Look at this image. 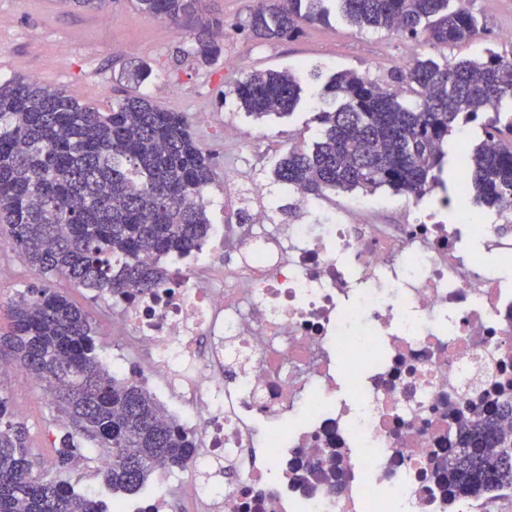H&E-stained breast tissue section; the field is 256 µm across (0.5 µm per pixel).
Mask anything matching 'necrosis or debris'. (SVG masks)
I'll return each mask as SVG.
<instances>
[{
    "label": "necrosis or debris",
    "mask_w": 512,
    "mask_h": 512,
    "mask_svg": "<svg viewBox=\"0 0 512 512\" xmlns=\"http://www.w3.org/2000/svg\"><path fill=\"white\" fill-rule=\"evenodd\" d=\"M224 197L247 221L212 225L223 264L112 307L195 436L183 512H486L502 489L429 473L466 404L512 386V239L421 197L401 224L360 196L345 217L300 196V222L272 224L232 167Z\"/></svg>",
    "instance_id": "necrosis-or-debris-1"
}]
</instances>
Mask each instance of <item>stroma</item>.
Here are the masks:
<instances>
[{
	"instance_id": "1",
	"label": "stroma",
	"mask_w": 512,
	"mask_h": 512,
	"mask_svg": "<svg viewBox=\"0 0 512 512\" xmlns=\"http://www.w3.org/2000/svg\"><path fill=\"white\" fill-rule=\"evenodd\" d=\"M133 2L112 0L105 10L82 11L69 0H0V81L34 77L103 111L125 96L143 95L161 110L184 113L215 166V180L204 190L208 215L215 224L224 221L223 172L228 165L240 166L245 177L275 201V208L269 212L271 223L297 222V212L281 211L293 197L277 182L275 169L289 147L312 148L319 129L316 114L320 85L305 87L292 114L258 120L230 96L234 83L254 70L289 69L304 74L317 70L326 78L351 70L383 84L389 81L391 70L399 66L411 43L410 38L383 30L355 27L335 11L326 22L304 29L298 36L255 39L237 27L246 19L253 0H208L211 16L224 22V52L215 65L199 67L176 59L178 51L193 46L195 19L174 26L141 14ZM466 8L478 17L481 33L471 41L434 49L435 59L471 58L487 47L499 51L512 47L503 39L504 29L512 27V0H496L491 10L484 0H467ZM135 46L141 49L136 56L152 67L151 75L138 85L124 78L136 57L131 53ZM228 120L249 139V151H242L240 143L225 140L224 123ZM483 137L482 124L475 121L467 133L457 132L448 138L441 188L448 198L449 215L475 208L472 200L457 194V159L460 152ZM0 264L14 271L11 279L0 281V333L10 327L6 302L17 292L48 285L87 315L104 363H111L114 354H121L120 373L126 377L136 376L148 363L147 351L134 347L121 350L113 342L111 298L94 297L67 279L46 276L7 247L0 249ZM1 396L10 404L13 422L27 432L34 473L58 474L75 488L93 486L101 489L103 497H111V490L102 485L93 443L84 442L82 457L68 469L57 470L56 449L71 425L27 371L0 375Z\"/></svg>"
}]
</instances>
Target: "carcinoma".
<instances>
[{
  "mask_svg": "<svg viewBox=\"0 0 512 512\" xmlns=\"http://www.w3.org/2000/svg\"><path fill=\"white\" fill-rule=\"evenodd\" d=\"M204 0H135L136 9L174 25ZM324 0H256L243 28L257 39L290 38L324 21ZM360 28L421 38L432 49L470 41L478 19L459 0H335ZM213 18L185 53L211 66L223 53ZM149 63L134 62L126 79L140 83ZM294 72L258 70L232 94L249 115L291 113L301 98ZM326 91L340 100L319 113L320 140L295 146L276 168L278 181L303 196L388 188L421 197L439 184L445 139L486 117L484 138L458 160L459 196L512 214V56L486 48L462 60L417 59L381 85L355 71L334 74ZM215 179L211 157L181 112L156 109L130 95L107 112L36 79L0 82V242L50 276L99 296L130 303L182 276L162 259L197 250L210 221L203 190ZM9 331L0 363L47 383L74 432L63 437L57 465L82 457L81 440L111 458L100 469L114 492L133 493L159 473L184 470L196 451L192 433L138 381L119 378L98 356L92 327L67 296L30 288L8 302ZM473 422L459 426L448 473L458 490L512 489V396L490 408L470 404ZM0 398V512H103L97 499L65 483L33 476L27 440Z\"/></svg>",
  "mask_w": 512,
  "mask_h": 512,
  "instance_id": "cac0c4a2",
  "label": "carcinoma"
}]
</instances>
